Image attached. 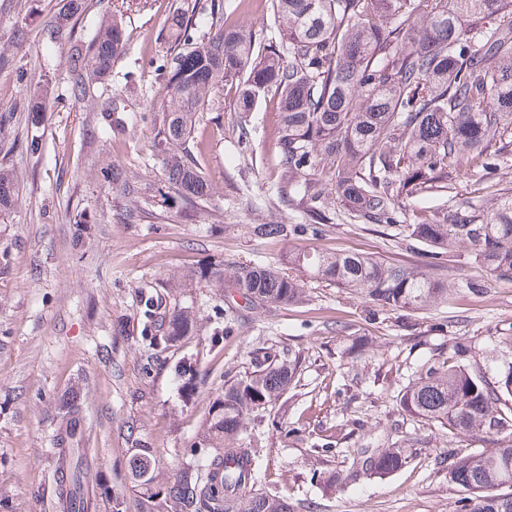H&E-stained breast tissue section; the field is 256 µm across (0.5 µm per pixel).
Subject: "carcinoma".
Returning a JSON list of instances; mask_svg holds the SVG:
<instances>
[{"label": "carcinoma", "mask_w": 512, "mask_h": 512, "mask_svg": "<svg viewBox=\"0 0 512 512\" xmlns=\"http://www.w3.org/2000/svg\"><path fill=\"white\" fill-rule=\"evenodd\" d=\"M49 32H72L94 0H59ZM279 42L256 50L255 32L210 5L209 31L196 34L193 15L176 8L168 17L173 57L163 66L171 98L152 121L159 125L155 152L162 157L167 195L191 209L208 202L210 185L189 147L197 114L210 109L212 90L236 85L239 129L259 101L273 100L276 153L281 171L278 202L300 209L306 224H253L258 238H288L330 222L327 197L370 224L396 223L403 201L445 196L462 160L490 170L512 148V0H271ZM129 36L114 13L102 14L95 36L70 43L66 68L71 93L84 100L111 76ZM112 189L133 200L139 181L114 165ZM494 205H444L416 211L412 240L431 248L443 267L459 249L490 276L512 281V185L488 186ZM19 195L13 170L0 163V215ZM361 295L390 310L416 311L448 301L447 279L415 267L355 253L303 252L288 271L266 264L223 262L200 268L199 283L238 295L254 309L300 302L304 290L293 271ZM142 331L166 349L195 333L188 306H164L139 291ZM299 358L256 353L252 370L224 382L205 423V441L219 454L183 468L163 490L153 477L141 484L140 512H290L288 498L243 490L255 481L257 449L247 435L248 415L277 402L295 383ZM188 400L200 380L192 368L179 374ZM412 418L438 424L451 435L485 433L490 446L457 453L450 480L471 494L469 512H512V366L492 379L464 364L459 353L438 352L397 394ZM51 438L58 512H94L99 496L83 485L87 430L82 406H62ZM131 472L155 466L153 450L135 439ZM411 449L380 448L361 463L363 475L384 477L405 467Z\"/></svg>", "instance_id": "carcinoma-1"}]
</instances>
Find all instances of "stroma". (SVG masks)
<instances>
[{
    "instance_id": "35a3bbf8",
    "label": "stroma",
    "mask_w": 512,
    "mask_h": 512,
    "mask_svg": "<svg viewBox=\"0 0 512 512\" xmlns=\"http://www.w3.org/2000/svg\"><path fill=\"white\" fill-rule=\"evenodd\" d=\"M125 2L127 51L104 87L78 101L65 58L70 40L94 37L97 13L59 40L48 34L59 0H0V54L11 60L0 70V115L9 118L0 125V160L14 168L19 184L15 207L0 216V249L10 255L0 271V512H56L51 438L59 403L70 396L89 422V483L123 498L126 512H139L128 425L153 449V487L164 488L182 464L212 456L200 437L209 408L225 380L249 371L262 348L300 355L301 367L286 401L250 418L261 449L257 488L285 495L296 512H467V492L448 475V452H479L486 436H452L406 416L396 396L434 353L457 346L489 378L512 363L502 344L512 336V282L491 278L460 251L444 270L454 286L447 303L407 312L306 277L302 302L243 310L217 343L213 308L235 300H217L213 288L199 283L177 293L197 310V332L162 352L141 336L137 291L152 281L168 297L173 280L200 266L232 259L284 268L289 253L311 249L429 270L424 246L408 236L414 210L447 202L490 206L476 190L490 180L512 184V152L489 174L461 166L447 197L406 202L396 223L366 224L333 202L334 220L321 234L256 238L250 227L261 219L305 221L299 209L270 204L279 178L274 104H259L243 133L233 125V88L213 91L215 105L199 114L194 130L195 142L205 146L209 206L191 211L165 199L162 162L153 153L157 129L149 119L170 97L158 70L168 56L163 26L174 7L188 3L198 31H206L211 0H148L143 9L139 0ZM42 85L48 98L34 123L26 99ZM31 138L39 143L33 153L23 147ZM113 162L141 184L150 211L141 223L121 217L129 203L101 172ZM79 220L92 230L77 247L72 231ZM359 336L368 337L369 347L349 357L346 349ZM103 344L112 347L111 361L99 353ZM186 365L202 379L189 401L177 379ZM392 446L417 455L388 476L325 489V475H348L362 449Z\"/></svg>"
}]
</instances>
